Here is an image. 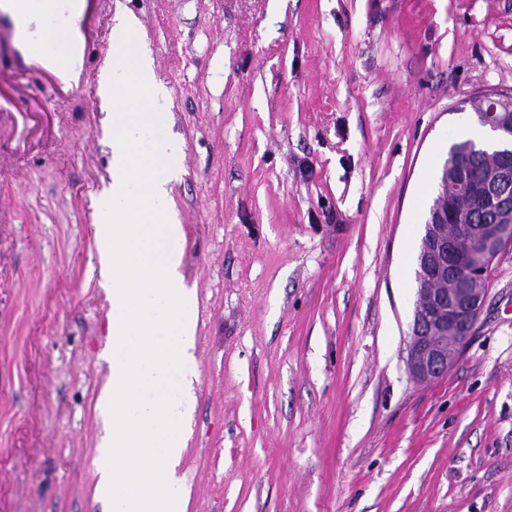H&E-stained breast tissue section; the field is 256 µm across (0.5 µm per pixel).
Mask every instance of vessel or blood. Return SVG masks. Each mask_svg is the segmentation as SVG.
Here are the masks:
<instances>
[{
  "label": "vessel or blood",
  "mask_w": 512,
  "mask_h": 512,
  "mask_svg": "<svg viewBox=\"0 0 512 512\" xmlns=\"http://www.w3.org/2000/svg\"><path fill=\"white\" fill-rule=\"evenodd\" d=\"M92 0H73L60 27L59 48L46 50L39 35L33 34L22 0H0V34L14 44L19 71L36 63L51 77L54 85L82 90L91 81L85 56L98 40L91 25Z\"/></svg>",
  "instance_id": "1"
}]
</instances>
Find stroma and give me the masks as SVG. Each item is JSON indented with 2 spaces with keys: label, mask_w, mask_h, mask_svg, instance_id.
I'll return each mask as SVG.
<instances>
[{
  "label": "stroma",
  "mask_w": 512,
  "mask_h": 512,
  "mask_svg": "<svg viewBox=\"0 0 512 512\" xmlns=\"http://www.w3.org/2000/svg\"><path fill=\"white\" fill-rule=\"evenodd\" d=\"M135 15L179 145L196 294L186 512H512V242L443 376L406 358L416 255L463 101L512 90V0H100ZM0 38V512H102L112 294L86 203L98 86Z\"/></svg>",
  "instance_id": "1"
}]
</instances>
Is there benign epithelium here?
<instances>
[{"label":"benign epithelium","mask_w":512,"mask_h":512,"mask_svg":"<svg viewBox=\"0 0 512 512\" xmlns=\"http://www.w3.org/2000/svg\"><path fill=\"white\" fill-rule=\"evenodd\" d=\"M480 124L505 140L497 164L455 174L456 189L469 205L495 203L492 223L470 224L445 204L435 203L421 237L407 366L418 381L448 372L469 342L482 311L485 257L471 243L512 240V93L487 90L478 98Z\"/></svg>","instance_id":"1"}]
</instances>
